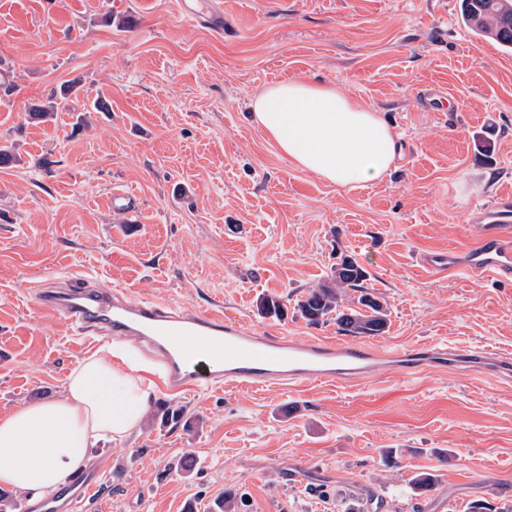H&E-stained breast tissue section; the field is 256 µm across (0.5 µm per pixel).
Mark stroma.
Wrapping results in <instances>:
<instances>
[{
	"label": "stroma",
	"mask_w": 512,
	"mask_h": 512,
	"mask_svg": "<svg viewBox=\"0 0 512 512\" xmlns=\"http://www.w3.org/2000/svg\"><path fill=\"white\" fill-rule=\"evenodd\" d=\"M224 29L182 0H0V416L52 400L93 350L37 317L29 285L72 274L138 299L223 303L272 336L336 337L298 309L341 257L386 307L379 343L512 353V281L441 273L478 208L512 187V52L460 20V0H223ZM288 79L376 108L401 153L384 181L349 190L282 160L248 119ZM76 83L52 121L31 118ZM449 95L431 112L421 86ZM104 96L108 109L90 103ZM138 196L141 214L112 207ZM279 301L281 316L262 313ZM142 426L93 449L105 512H512V383L429 372L293 391L162 392ZM438 482L416 490L413 476Z\"/></svg>",
	"instance_id": "obj_1"
}]
</instances>
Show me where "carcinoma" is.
Instances as JSON below:
<instances>
[{"label": "carcinoma", "mask_w": 512, "mask_h": 512, "mask_svg": "<svg viewBox=\"0 0 512 512\" xmlns=\"http://www.w3.org/2000/svg\"><path fill=\"white\" fill-rule=\"evenodd\" d=\"M463 23L475 33L493 38L506 50H512V0H460ZM61 103L52 100L36 105L30 114L50 120ZM366 270L352 258H344L331 270V277L308 291L298 308L312 323L334 321L337 331L345 336H381L388 327L387 309L365 286ZM360 292L358 308L342 305L345 290Z\"/></svg>", "instance_id": "1"}]
</instances>
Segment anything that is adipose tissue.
<instances>
[{
    "label": "adipose tissue",
    "mask_w": 512,
    "mask_h": 512,
    "mask_svg": "<svg viewBox=\"0 0 512 512\" xmlns=\"http://www.w3.org/2000/svg\"><path fill=\"white\" fill-rule=\"evenodd\" d=\"M251 108L252 122L281 158L342 188L382 180L400 154L380 112L330 85L276 82ZM149 400L139 366L112 347L101 349L71 370L61 396L0 417V487L56 493L91 463L92 448L138 430Z\"/></svg>",
    "instance_id": "adipose-tissue-1"
}]
</instances>
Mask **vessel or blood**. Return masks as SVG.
<instances>
[{
  "label": "vessel or blood",
  "mask_w": 512,
  "mask_h": 512,
  "mask_svg": "<svg viewBox=\"0 0 512 512\" xmlns=\"http://www.w3.org/2000/svg\"><path fill=\"white\" fill-rule=\"evenodd\" d=\"M471 222L473 246L462 255L428 257V265L512 280V192L498 193ZM31 288L40 316L66 318L91 344L103 337L134 342L158 363L165 390L179 396L212 386L292 390L310 382H369L386 368L403 379L468 368L512 376V356L487 347L417 343L392 349L357 340L266 336L221 309L183 312L84 276L35 282ZM100 482V473L82 475L28 512H84Z\"/></svg>",
  "instance_id": "b4317fda"
}]
</instances>
